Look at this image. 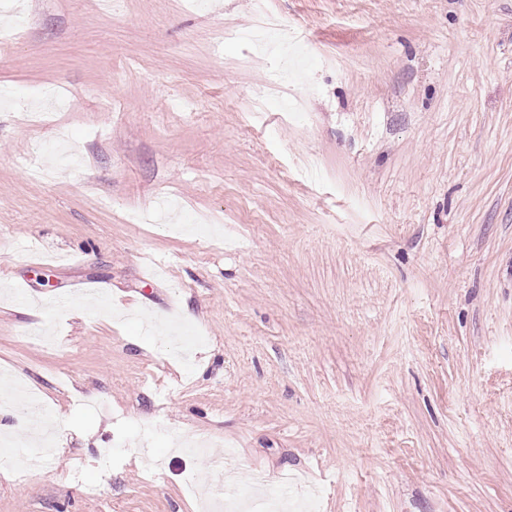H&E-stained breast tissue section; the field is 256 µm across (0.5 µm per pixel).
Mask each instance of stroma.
<instances>
[{
  "label": "stroma",
  "mask_w": 512,
  "mask_h": 512,
  "mask_svg": "<svg viewBox=\"0 0 512 512\" xmlns=\"http://www.w3.org/2000/svg\"><path fill=\"white\" fill-rule=\"evenodd\" d=\"M20 3L0 512H512V0Z\"/></svg>",
  "instance_id": "obj_1"
}]
</instances>
